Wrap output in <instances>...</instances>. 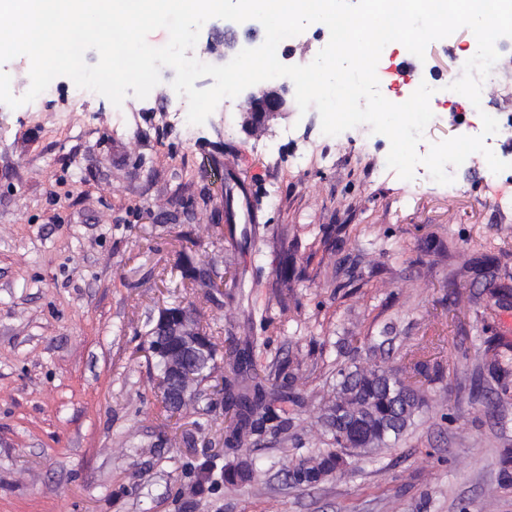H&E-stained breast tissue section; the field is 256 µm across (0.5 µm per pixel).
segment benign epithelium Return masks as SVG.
I'll return each instance as SVG.
<instances>
[{"mask_svg":"<svg viewBox=\"0 0 512 512\" xmlns=\"http://www.w3.org/2000/svg\"><path fill=\"white\" fill-rule=\"evenodd\" d=\"M243 29L244 39L249 45L260 41L259 28L255 22L236 23L224 21V41L234 45L238 42V29ZM248 118L260 121L290 111L286 90L279 85L266 84L246 96ZM149 335L153 341L147 354H164L163 374L156 382L155 393L161 405L181 411L198 393L197 377L193 359L201 354L207 344L205 330L195 313L186 308L172 311L163 308L152 319Z\"/></svg>","mask_w":512,"mask_h":512,"instance_id":"7a95c632","label":"benign epithelium"}]
</instances>
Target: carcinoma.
<instances>
[{"label": "carcinoma", "instance_id": "obj_1", "mask_svg": "<svg viewBox=\"0 0 512 512\" xmlns=\"http://www.w3.org/2000/svg\"><path fill=\"white\" fill-rule=\"evenodd\" d=\"M184 277L192 287L203 293L206 299L213 297L215 283L197 276L194 269L185 270ZM482 284L483 293L491 300L481 317L494 307L512 299V284L499 274L497 258L488 253L471 256L448 272V285L457 286L465 279ZM225 358L233 365L236 379L224 381L213 395H224V422L226 444L240 440L248 429L275 423L279 430L288 429V422L278 420L275 405L295 401L296 395L267 387L269 377L258 373L251 364L250 353L235 347L225 351ZM421 363L410 361L400 367L380 365H353L338 371L334 399L326 407L324 425L331 434L333 444L344 448L350 444H363L359 438V422H364L372 433V443L367 452L387 448L415 424L424 397L413 393L404 382L405 374L420 369ZM488 373L497 382L492 411L503 416L512 407V346L487 344L481 353L476 375ZM216 464L206 460L193 467L197 473V486L210 483L218 489L224 485L235 486L251 481L253 469L246 462L221 468L220 479L213 478ZM345 460L328 450L305 458L288 470V476L297 485L318 480L323 475L342 472Z\"/></svg>", "mask_w": 512, "mask_h": 512}]
</instances>
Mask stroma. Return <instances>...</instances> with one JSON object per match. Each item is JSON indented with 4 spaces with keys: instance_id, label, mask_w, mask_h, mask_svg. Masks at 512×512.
<instances>
[{
    "instance_id": "stroma-1",
    "label": "stroma",
    "mask_w": 512,
    "mask_h": 512,
    "mask_svg": "<svg viewBox=\"0 0 512 512\" xmlns=\"http://www.w3.org/2000/svg\"><path fill=\"white\" fill-rule=\"evenodd\" d=\"M469 42L460 30L431 42L420 69L462 67ZM174 76L161 69L127 135L112 117L132 95L118 107L77 100L64 117L0 104V512H512L498 475L512 409L487 415L494 381L471 384L488 339L512 344V306L481 319L478 285L445 278L452 238L465 254L491 250L512 275V215L476 204L512 182L486 185L479 153L460 192L377 176L383 135H325L313 108L249 125L241 95L203 124L169 127L159 110L187 105ZM436 110L431 143L479 119L465 98ZM325 142L335 166L297 168ZM206 155L224 191L200 171ZM185 168L194 182L178 199ZM188 255L223 280L213 301L183 279ZM179 303L201 306L218 349L253 337L258 371L289 364L300 401L281 406L287 430L228 451L222 404L204 398L165 419L141 346L148 318ZM409 351L422 363L409 381L428 400L418 427L343 475L293 484L285 466L331 446L321 417L337 369L397 365ZM220 452L251 463L254 480L189 492L192 466Z\"/></svg>"
}]
</instances>
